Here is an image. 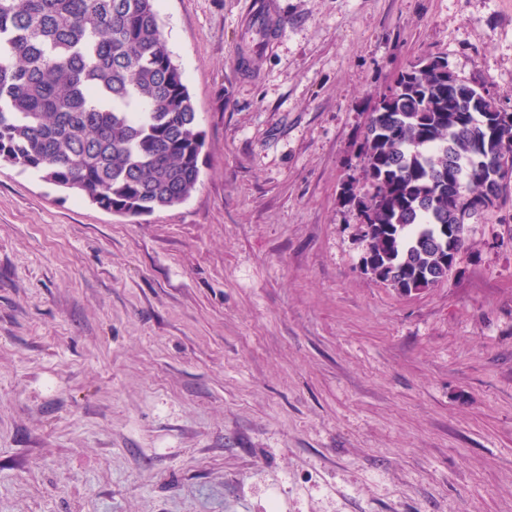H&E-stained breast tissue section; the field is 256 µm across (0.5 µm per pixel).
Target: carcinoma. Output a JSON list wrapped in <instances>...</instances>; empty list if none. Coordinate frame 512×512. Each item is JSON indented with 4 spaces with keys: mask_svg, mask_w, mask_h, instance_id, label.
<instances>
[{
    "mask_svg": "<svg viewBox=\"0 0 512 512\" xmlns=\"http://www.w3.org/2000/svg\"><path fill=\"white\" fill-rule=\"evenodd\" d=\"M448 64L402 72L371 113L353 197L378 280L410 294L448 279L459 206L509 184L497 146L512 112L451 94ZM204 134L156 0H0V161L100 209L142 217L185 202Z\"/></svg>",
    "mask_w": 512,
    "mask_h": 512,
    "instance_id": "carcinoma-1",
    "label": "carcinoma"
}]
</instances>
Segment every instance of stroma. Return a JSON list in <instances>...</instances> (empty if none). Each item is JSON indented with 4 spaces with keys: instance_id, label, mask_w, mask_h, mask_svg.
Masks as SVG:
<instances>
[{
    "instance_id": "35a3bbf8",
    "label": "stroma",
    "mask_w": 512,
    "mask_h": 512,
    "mask_svg": "<svg viewBox=\"0 0 512 512\" xmlns=\"http://www.w3.org/2000/svg\"><path fill=\"white\" fill-rule=\"evenodd\" d=\"M157 7L205 134L184 203L0 163V512H512V189L409 295L340 197L419 59L512 112V0Z\"/></svg>"
}]
</instances>
